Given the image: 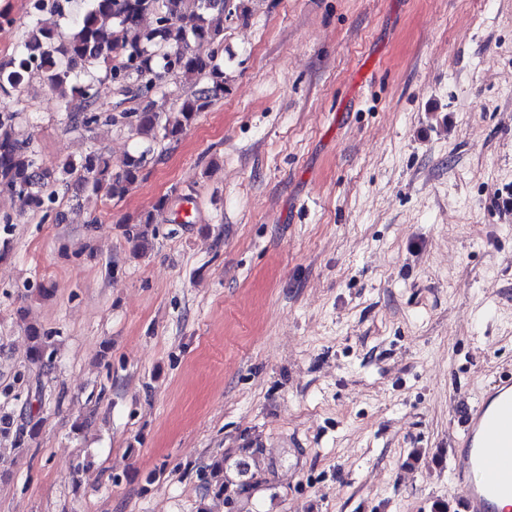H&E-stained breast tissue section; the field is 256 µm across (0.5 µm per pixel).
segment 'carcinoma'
<instances>
[{"instance_id": "obj_1", "label": "carcinoma", "mask_w": 512, "mask_h": 512, "mask_svg": "<svg viewBox=\"0 0 512 512\" xmlns=\"http://www.w3.org/2000/svg\"><path fill=\"white\" fill-rule=\"evenodd\" d=\"M88 0L87 8L67 27L60 24L58 0H28L30 22L20 48L0 63V96L10 97L27 80L39 78L54 94L57 111L72 129L90 131L110 122L120 123L146 142L177 141L197 115L224 98V68L216 63L224 46V14L245 17L251 0ZM152 14L154 25L144 28L142 17ZM106 64L105 79L97 75ZM174 79L189 85L176 99L178 116L165 119L153 109V96ZM136 102L114 115L99 108L104 81ZM21 109L0 107V194L19 202L17 215L3 213L0 224L9 229L22 215H48L57 203L59 173L42 165L31 138L16 133ZM150 149L128 154L118 167L112 158L92 150L78 161H68L62 174L72 176L87 192L106 185L121 197L142 177ZM166 208L158 201L155 212L127 229L128 241L138 249L156 236L157 215ZM26 360L44 366L55 352L52 336L28 330ZM43 420L33 413L23 417L18 438L34 440ZM224 461L209 465L202 497L214 491L233 502L245 486L224 475Z\"/></svg>"}]
</instances>
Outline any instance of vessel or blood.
Returning <instances> with one entry per match:
<instances>
[{
  "mask_svg": "<svg viewBox=\"0 0 512 512\" xmlns=\"http://www.w3.org/2000/svg\"><path fill=\"white\" fill-rule=\"evenodd\" d=\"M462 431L454 460L464 512H497L498 500L512 496V379L463 410Z\"/></svg>",
  "mask_w": 512,
  "mask_h": 512,
  "instance_id": "vessel-or-blood-1",
  "label": "vessel or blood"
}]
</instances>
